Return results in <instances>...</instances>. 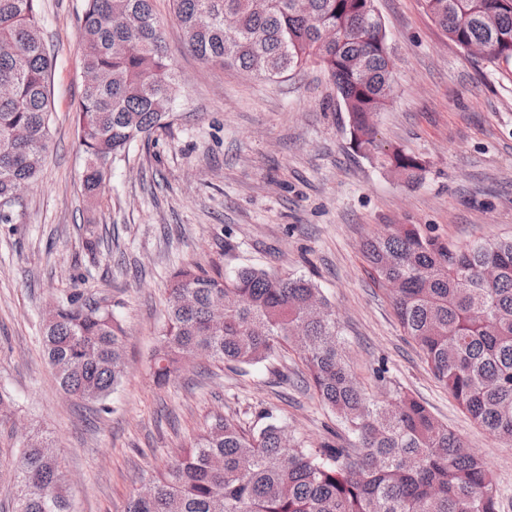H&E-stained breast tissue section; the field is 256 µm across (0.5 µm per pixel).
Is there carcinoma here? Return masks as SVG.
Here are the masks:
<instances>
[{"label": "carcinoma", "instance_id": "obj_1", "mask_svg": "<svg viewBox=\"0 0 512 512\" xmlns=\"http://www.w3.org/2000/svg\"><path fill=\"white\" fill-rule=\"evenodd\" d=\"M189 49L218 68L277 79L310 65L326 71L349 116L356 147L414 183L422 164L381 150L373 126L394 92L393 65L374 0H172ZM456 45L486 48L512 63V0H425ZM40 0H0V224H12L14 188L35 182L49 151L51 58L39 28ZM336 29V41L322 31ZM84 68L101 76L76 108L82 176L97 196L110 163L170 118L179 94L152 0H85ZM364 254L381 284L401 281L390 302L434 379L490 435L512 442V238L450 244L416 224H390ZM57 385L100 405L126 373L125 334L112 310L74 292L42 329ZM294 348L303 380L357 439L354 448L313 450L265 414L258 429L214 417L149 482L126 512H499L485 462L463 448L413 396L373 401L348 368L336 314L302 276L243 267L223 275L186 265L168 288L153 374L159 383L208 360L251 366ZM15 512H71L58 456L44 439L16 458Z\"/></svg>", "mask_w": 512, "mask_h": 512}]
</instances>
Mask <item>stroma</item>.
I'll use <instances>...</instances> for the list:
<instances>
[{"instance_id":"obj_1","label":"stroma","mask_w":512,"mask_h":512,"mask_svg":"<svg viewBox=\"0 0 512 512\" xmlns=\"http://www.w3.org/2000/svg\"><path fill=\"white\" fill-rule=\"evenodd\" d=\"M153 5L184 92L169 126L115 160L91 201L73 120L84 0H42L50 148L14 223L0 224V388L14 398L11 422L57 448L72 512H125L147 475L217 413L256 428L261 411H273L311 448L354 442L303 384L290 349L245 368L190 364L156 384L151 359L170 276L185 263L315 281L336 310L360 385L379 402L398 389L423 402L485 461L499 512H512V443L475 425L433 379L361 252L389 224H418L457 245L512 236V66L455 45L423 0H375L395 92L373 123L384 149L422 163L410 184L355 149L321 69L276 81L214 69L189 50L170 0ZM88 224L101 237L93 253ZM77 290L107 300L125 331L127 373L104 412L57 390L40 343L49 311Z\"/></svg>"}]
</instances>
